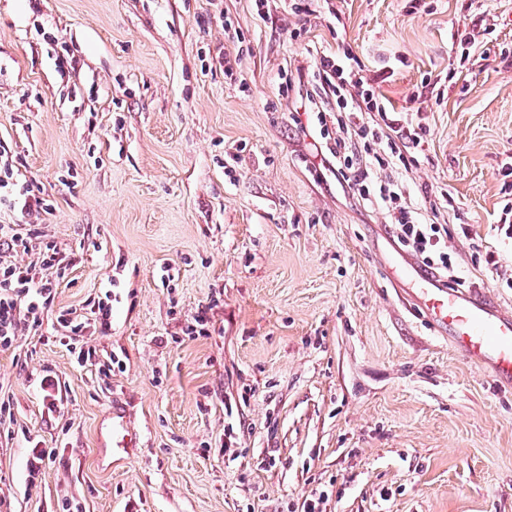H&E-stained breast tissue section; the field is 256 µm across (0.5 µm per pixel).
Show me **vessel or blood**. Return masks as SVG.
<instances>
[{
  "label": "vessel or blood",
  "instance_id": "b4317fda",
  "mask_svg": "<svg viewBox=\"0 0 512 512\" xmlns=\"http://www.w3.org/2000/svg\"><path fill=\"white\" fill-rule=\"evenodd\" d=\"M398 278L413 283V304L453 348L497 383L512 385V314L482 289L451 287L417 262L397 263Z\"/></svg>",
  "mask_w": 512,
  "mask_h": 512
}]
</instances>
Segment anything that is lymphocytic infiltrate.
Masks as SVG:
<instances>
[{"label":"lymphocytic infiltrate","mask_w":512,"mask_h":512,"mask_svg":"<svg viewBox=\"0 0 512 512\" xmlns=\"http://www.w3.org/2000/svg\"><path fill=\"white\" fill-rule=\"evenodd\" d=\"M350 53L321 55L311 77L333 104L336 132L324 135L322 151L333 159L341 186L369 205L380 207L398 243L437 275L456 279V255L447 246L448 227L423 223L408 203L398 171L417 166L415 148L423 125L406 113L389 110L385 97L365 85ZM63 262L55 245H46L38 265L0 262V347L10 348L20 326L38 327V312L53 300Z\"/></svg>","instance_id":"f902f5d3"}]
</instances>
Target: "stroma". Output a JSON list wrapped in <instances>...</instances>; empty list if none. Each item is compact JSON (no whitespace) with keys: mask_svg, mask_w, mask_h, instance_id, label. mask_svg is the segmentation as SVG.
Here are the masks:
<instances>
[{"mask_svg":"<svg viewBox=\"0 0 512 512\" xmlns=\"http://www.w3.org/2000/svg\"><path fill=\"white\" fill-rule=\"evenodd\" d=\"M312 8L0 0V142L49 206L1 205L0 224L37 225L66 265L38 330L0 349V512H512V389L402 301L383 214L314 147L306 78L341 46L394 111L420 114L405 190L428 220L425 192L450 191V249L512 310L459 235L469 224L512 275L496 231L512 0ZM228 20L249 48L233 81ZM286 71L301 79L283 97ZM36 446L56 455L31 485Z\"/></svg>","mask_w":512,"mask_h":512,"instance_id":"stroma-1","label":"stroma"}]
</instances>
